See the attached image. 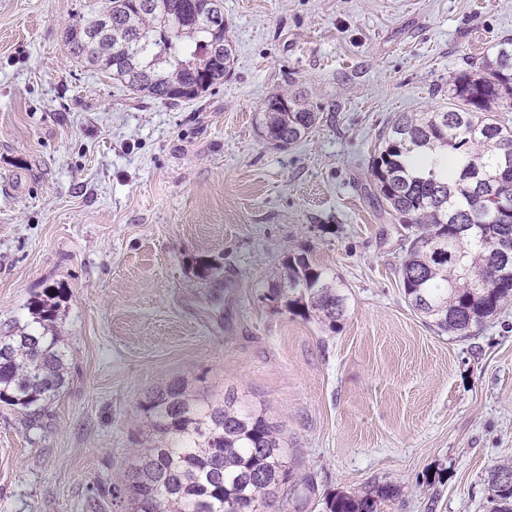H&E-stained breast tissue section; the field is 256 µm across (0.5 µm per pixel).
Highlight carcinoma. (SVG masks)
I'll return each instance as SVG.
<instances>
[{
  "label": "carcinoma",
  "mask_w": 512,
  "mask_h": 512,
  "mask_svg": "<svg viewBox=\"0 0 512 512\" xmlns=\"http://www.w3.org/2000/svg\"><path fill=\"white\" fill-rule=\"evenodd\" d=\"M105 53L87 42L100 9L65 30L72 52L148 96L194 100L224 83L234 64L224 0H108ZM512 108V38L500 40L475 72L448 80V109L401 112L379 135L369 161L371 192L382 212L408 230L399 268L404 297L444 332L466 335L512 301V126L495 116ZM319 107L296 94L268 98V140L289 145L316 124ZM269 297L303 303L336 326L345 298L308 257L288 260ZM55 304L43 299L32 322L0 334V402L38 416L68 380L67 343L49 329ZM149 434L126 488L133 512H267L288 481L285 448L263 413L233 389L187 390L173 379L142 403ZM512 465L488 484L512 512ZM391 489L335 494L328 512H378Z\"/></svg>",
  "instance_id": "1"
}]
</instances>
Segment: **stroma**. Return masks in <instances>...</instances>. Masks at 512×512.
<instances>
[{
  "instance_id": "stroma-1",
  "label": "stroma",
  "mask_w": 512,
  "mask_h": 512,
  "mask_svg": "<svg viewBox=\"0 0 512 512\" xmlns=\"http://www.w3.org/2000/svg\"><path fill=\"white\" fill-rule=\"evenodd\" d=\"M89 0H0V332L44 293L69 384L36 419L0 405V512H132L141 404L221 384L279 433L290 478L268 512L395 488L379 512H491L512 463V304L469 335L407 305L404 232L368 161L399 112L512 36V0H224L223 85L165 104L81 62ZM321 109L300 143L265 101ZM333 279L329 326L272 301L289 257ZM320 112L296 94H278L268 98L263 110L268 140L289 145L304 138L316 124ZM509 478L512 483V465H499L489 471L488 484L499 503L497 512H512V486L500 484L501 479Z\"/></svg>"
}]
</instances>
